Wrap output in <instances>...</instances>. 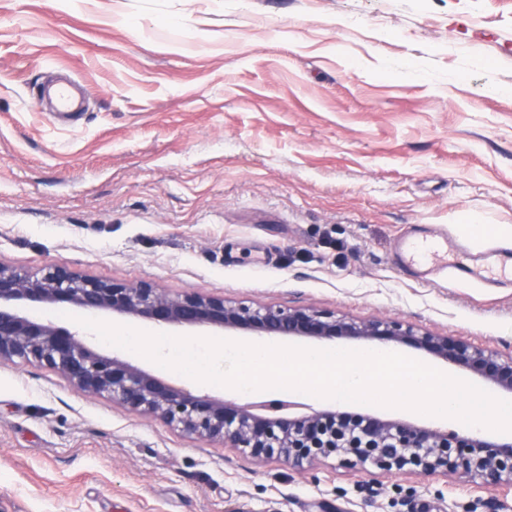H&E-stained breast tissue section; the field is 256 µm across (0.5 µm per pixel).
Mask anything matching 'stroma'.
Instances as JSON below:
<instances>
[{
	"label": "stroma",
	"mask_w": 512,
	"mask_h": 512,
	"mask_svg": "<svg viewBox=\"0 0 512 512\" xmlns=\"http://www.w3.org/2000/svg\"><path fill=\"white\" fill-rule=\"evenodd\" d=\"M58 72L83 111L38 103ZM434 230L512 249V0H0L1 263L397 318L512 352V281L402 269L398 242ZM488 502L512 512V486L260 464L49 369L0 364L5 512Z\"/></svg>",
	"instance_id": "1"
}]
</instances>
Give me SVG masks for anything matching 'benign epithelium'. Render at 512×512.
I'll use <instances>...</instances> for the list:
<instances>
[{
  "mask_svg": "<svg viewBox=\"0 0 512 512\" xmlns=\"http://www.w3.org/2000/svg\"><path fill=\"white\" fill-rule=\"evenodd\" d=\"M48 305L107 313L156 325L246 331L261 337H302L327 343L356 339L402 346L461 368L512 393V354L432 334L392 318L355 319L308 307L247 304L223 296L173 294L83 277L65 265L29 272L0 264V362L20 358L59 373L85 393L107 395L124 408L159 417L188 437L219 440L259 462L290 466L335 459L346 468L384 474L455 475L487 486L512 482V442L450 434L405 420L332 411L288 415L278 399L238 404L177 387L114 355L89 347L82 335L23 314Z\"/></svg>",
  "mask_w": 512,
  "mask_h": 512,
  "instance_id": "benign-epithelium-1",
  "label": "benign epithelium"
}]
</instances>
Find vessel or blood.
Segmentation results:
<instances>
[{
    "instance_id": "vessel-or-blood-1",
    "label": "vessel or blood",
    "mask_w": 512,
    "mask_h": 512,
    "mask_svg": "<svg viewBox=\"0 0 512 512\" xmlns=\"http://www.w3.org/2000/svg\"><path fill=\"white\" fill-rule=\"evenodd\" d=\"M452 251L468 256L467 264L459 266V273L488 283L512 276V252L498 247L473 252L466 244L440 231L422 238L410 236L402 239L398 245L403 268L423 275L447 272V255Z\"/></svg>"
}]
</instances>
